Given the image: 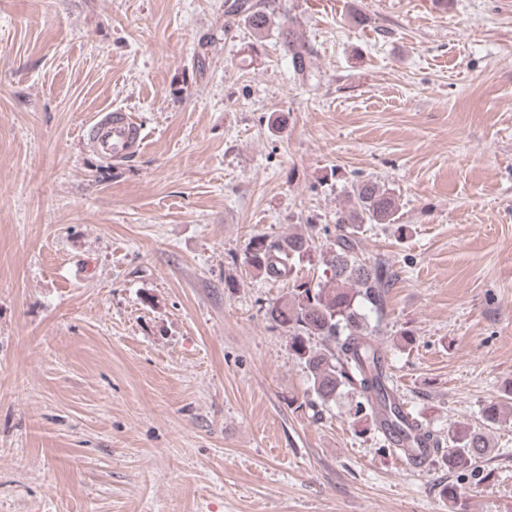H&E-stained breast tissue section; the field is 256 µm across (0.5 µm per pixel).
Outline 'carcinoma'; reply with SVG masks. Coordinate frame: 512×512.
<instances>
[{
    "instance_id": "carcinoma-1",
    "label": "carcinoma",
    "mask_w": 512,
    "mask_h": 512,
    "mask_svg": "<svg viewBox=\"0 0 512 512\" xmlns=\"http://www.w3.org/2000/svg\"><path fill=\"white\" fill-rule=\"evenodd\" d=\"M224 16V27L238 18L260 37L278 30L293 71L312 77L313 50L297 36L279 0H232ZM397 219L398 204L388 189L370 180L357 182L351 186L350 206L336 211L334 231L307 223L300 232L255 234L247 243L244 267L249 275L292 281L288 295L269 303L265 316L287 331L290 351L306 369L311 398L304 405L328 407L348 389L359 397L355 414L379 431L402 435L403 444L394 452L403 456L416 442L434 448V457L450 470L477 469L489 452L487 428L460 426L444 439L408 412L394 389L375 327L359 311L367 304L382 314L393 278L386 262L363 257L359 235L368 224ZM313 257L321 270L317 280L298 278L297 266Z\"/></svg>"
}]
</instances>
